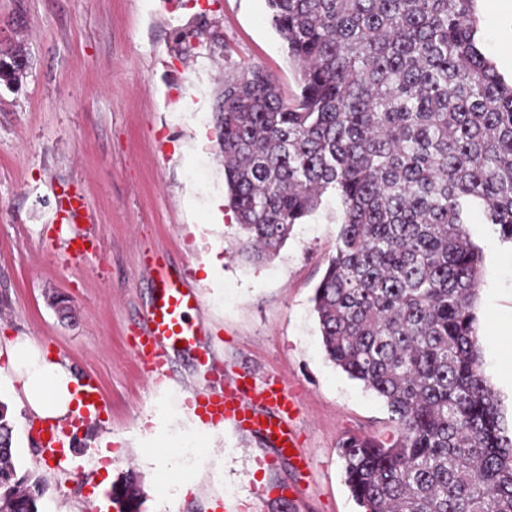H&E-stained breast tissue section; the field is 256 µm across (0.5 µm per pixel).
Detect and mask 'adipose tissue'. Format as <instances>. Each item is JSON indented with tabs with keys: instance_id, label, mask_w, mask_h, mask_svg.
I'll use <instances>...</instances> for the list:
<instances>
[{
	"instance_id": "adipose-tissue-1",
	"label": "adipose tissue",
	"mask_w": 512,
	"mask_h": 512,
	"mask_svg": "<svg viewBox=\"0 0 512 512\" xmlns=\"http://www.w3.org/2000/svg\"><path fill=\"white\" fill-rule=\"evenodd\" d=\"M7 354L22 370L21 390L37 417L61 423L79 415L83 388L67 364L46 358L26 338L11 342Z\"/></svg>"
}]
</instances>
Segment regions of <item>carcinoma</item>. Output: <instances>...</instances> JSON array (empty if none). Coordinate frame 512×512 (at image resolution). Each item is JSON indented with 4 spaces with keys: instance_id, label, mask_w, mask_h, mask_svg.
Wrapping results in <instances>:
<instances>
[{
    "instance_id": "obj_1",
    "label": "carcinoma",
    "mask_w": 512,
    "mask_h": 512,
    "mask_svg": "<svg viewBox=\"0 0 512 512\" xmlns=\"http://www.w3.org/2000/svg\"><path fill=\"white\" fill-rule=\"evenodd\" d=\"M476 0H267L296 65L290 102L261 69L215 113L229 207L257 260L334 194L336 253L315 288L328 359L385 402L382 439L339 442L361 512H512V435L483 370L472 211L512 243V83L478 47ZM0 402V505L40 512ZM140 499L130 473L120 512Z\"/></svg>"
}]
</instances>
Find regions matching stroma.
<instances>
[{
  "instance_id": "stroma-1",
  "label": "stroma",
  "mask_w": 512,
  "mask_h": 512,
  "mask_svg": "<svg viewBox=\"0 0 512 512\" xmlns=\"http://www.w3.org/2000/svg\"><path fill=\"white\" fill-rule=\"evenodd\" d=\"M476 10L481 49L511 80L512 13L489 17L484 0ZM19 49L27 67L0 81V401L18 474L49 482L41 512H118L99 505L106 450L111 482L137 475L139 512H359L338 443L393 424L381 399L327 360L313 310L338 202L324 197L263 263L239 254L232 212L214 209L226 199L213 120L225 74L259 67L283 98L301 92L267 0H0V58ZM64 192L85 199L89 224L61 222ZM468 230L484 249L482 369L512 432V245L479 214ZM85 232L99 251L70 259L69 239ZM155 252L200 298L198 344L172 354L160 385L132 349L154 297L143 260ZM19 336L100 389V416L64 426L74 443L47 462L5 353ZM213 362L226 376L288 382L301 459L187 412L191 392L214 386Z\"/></svg>"
}]
</instances>
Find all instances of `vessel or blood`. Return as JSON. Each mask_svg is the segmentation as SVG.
Returning <instances> with one entry per match:
<instances>
[{"label":"vessel or blood","instance_id":"b4317fda","mask_svg":"<svg viewBox=\"0 0 512 512\" xmlns=\"http://www.w3.org/2000/svg\"><path fill=\"white\" fill-rule=\"evenodd\" d=\"M145 269L156 294L133 349L139 364L159 384L165 379L163 367L169 353L176 351L178 343L193 345L200 332L198 323L189 317L190 311L198 308L199 298L169 271L163 254L149 256ZM188 405L212 425L227 424L244 433H261L277 439L285 451L298 446L292 426L298 402L280 378L270 377L258 385L240 377L223 388L193 394Z\"/></svg>","mask_w":512,"mask_h":512}]
</instances>
